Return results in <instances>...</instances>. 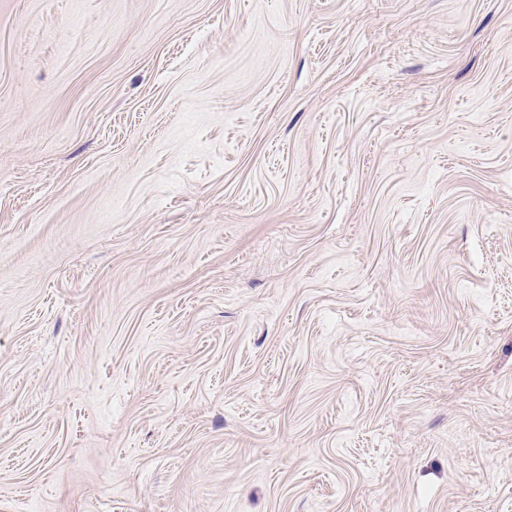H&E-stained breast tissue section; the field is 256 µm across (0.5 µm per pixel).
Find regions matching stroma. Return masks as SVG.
<instances>
[{"label":"stroma","instance_id":"1","mask_svg":"<svg viewBox=\"0 0 512 512\" xmlns=\"http://www.w3.org/2000/svg\"><path fill=\"white\" fill-rule=\"evenodd\" d=\"M0 512H512V0H0Z\"/></svg>","mask_w":512,"mask_h":512}]
</instances>
